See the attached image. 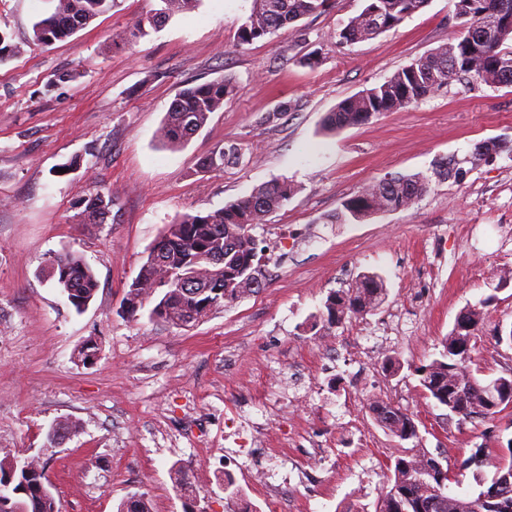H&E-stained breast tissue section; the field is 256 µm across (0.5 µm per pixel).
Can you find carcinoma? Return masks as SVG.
<instances>
[{"label":"carcinoma","mask_w":512,"mask_h":512,"mask_svg":"<svg viewBox=\"0 0 512 512\" xmlns=\"http://www.w3.org/2000/svg\"><path fill=\"white\" fill-rule=\"evenodd\" d=\"M52 12L33 25L34 38L45 45L65 40L110 10L115 0H53ZM159 8L138 17L132 36L158 29L176 14L196 8L199 0H158ZM330 0H252L242 25L238 46L254 43L305 17L320 14ZM428 0H366L364 9L338 33L339 41L352 44L374 38L398 26L405 18L424 8ZM456 35L409 65L395 71L385 82L340 102L324 119L329 130L361 125L372 118L413 105L444 89L453 81L483 83L489 87L512 86V0H455ZM235 89L228 78L205 82L181 90L170 104L156 132L164 148L185 145L204 127L210 114L224 105ZM502 148L495 141L474 145L470 162L485 159ZM237 148H217L200 165L202 173L221 172L238 161ZM467 174L455 155L436 160L432 175H392L376 181L357 195L343 201L330 217L332 224L349 220L362 222L389 211L407 210L431 187V181L454 179ZM296 191L286 178H276L250 195L213 211L186 213L166 226L147 261L131 284L124 300L127 313L153 303L149 318L172 327H187L224 308L242 295L265 286L261 270L260 239L253 230L265 217L279 209ZM91 224L105 221L112 208V196L96 193L84 200ZM48 277L71 297L78 310L87 306L97 290L92 270L74 254L53 257ZM383 278L363 273L346 290L330 295L319 314L327 333L348 317L377 310L385 301ZM461 326L444 337L438 356L415 369L420 385L436 404L448 408V401L461 405L462 421L487 419L495 414L489 407L490 385L480 381L471 367V352L457 351L461 336L479 329L484 311L468 308L459 314ZM372 411L378 423L400 441L417 437V427L407 414L376 403ZM46 465L40 457L21 459L0 448V480L11 475L7 487H0V512H57ZM476 467L477 482H486L482 468H494L491 483L502 484L501 499L482 502L479 496L448 492V470L434 457L403 453L397 456L388 479V491L380 494L375 512H512V455L503 459L490 452L475 453L462 469ZM176 491L183 498H197V488L188 473L173 471ZM117 512H151L148 499L130 494L117 505Z\"/></svg>","instance_id":"obj_1"}]
</instances>
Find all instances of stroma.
<instances>
[{
  "mask_svg": "<svg viewBox=\"0 0 512 512\" xmlns=\"http://www.w3.org/2000/svg\"><path fill=\"white\" fill-rule=\"evenodd\" d=\"M365 0L328 9L238 46L252 0H200L192 11L133 41L125 34L156 0H116L67 40L38 44L33 23L51 0H0V448L47 460L59 512H116L145 495L152 512H225L221 462L232 452L225 418L263 433L303 431L288 441L289 479L279 491L295 512H374L395 457L423 451L446 459L459 493L476 490L463 460L479 447L512 443V408L462 422L427 397L413 370L429 363L460 311L487 303L473 341L478 376L512 372V282L495 256L512 258V87L452 82L417 104L368 123L328 131L339 102L383 83L446 42L457 28L453 0H430L400 25L351 45L336 33ZM315 65H308V58ZM222 77L236 92L183 148L155 132L183 88ZM502 147L468 165L460 181L432 182L410 209L363 222L327 223L371 182L430 173L435 159L467 158L474 143ZM235 146L239 161L201 175L200 159ZM80 158L79 169L59 168ZM285 177L298 187L255 230L301 228L282 259L265 258L266 286L192 327L130 318L124 297L165 226L215 210ZM114 197L105 223L89 224L82 198ZM80 256L98 281L76 310L46 276L51 259ZM361 273L384 277L374 312L348 319L324 360L316 318L329 294ZM95 342L93 363L77 352ZM381 347L378 361L345 350ZM308 388L304 410L281 420L268 401L294 377ZM382 401L411 417L418 436L398 441L375 421ZM77 427L56 441L57 423ZM320 451L316 483L298 468ZM188 471L197 502L176 493L171 470Z\"/></svg>",
  "mask_w": 512,
  "mask_h": 512,
  "instance_id": "35a3bbf8",
  "label": "stroma"
}]
</instances>
